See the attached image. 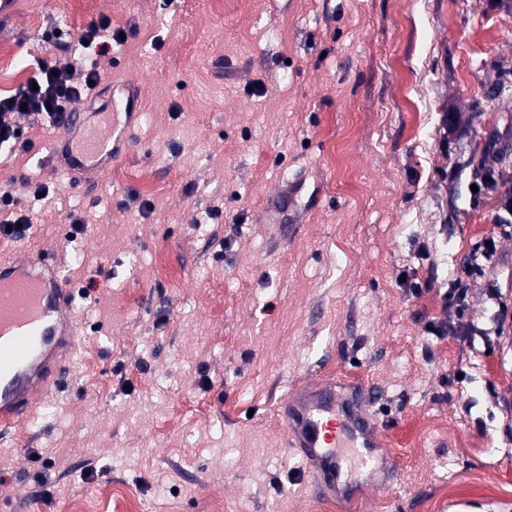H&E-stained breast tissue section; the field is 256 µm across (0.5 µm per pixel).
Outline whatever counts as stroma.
I'll list each match as a JSON object with an SVG mask.
<instances>
[{
	"label": "stroma",
	"mask_w": 512,
	"mask_h": 512,
	"mask_svg": "<svg viewBox=\"0 0 512 512\" xmlns=\"http://www.w3.org/2000/svg\"><path fill=\"white\" fill-rule=\"evenodd\" d=\"M103 18L125 38L78 104L130 83L147 114L111 168L72 184L37 124L0 156V190L49 189L0 261L43 253L89 289L70 377L0 435V512H105L102 486L166 512L162 485L177 512H430L443 487V512H512L511 190L462 166L490 142L512 167V0H87L66 28L14 0L0 43L31 76ZM315 380L372 393L398 465L350 510L284 447L275 409Z\"/></svg>",
	"instance_id": "obj_1"
}]
</instances>
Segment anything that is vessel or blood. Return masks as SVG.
Masks as SVG:
<instances>
[{"instance_id":"b4317fda","label":"vessel or blood","mask_w":512,"mask_h":512,"mask_svg":"<svg viewBox=\"0 0 512 512\" xmlns=\"http://www.w3.org/2000/svg\"><path fill=\"white\" fill-rule=\"evenodd\" d=\"M124 124L103 129L93 115L79 110L68 127L80 131L76 142L60 141L55 149L65 170L77 182H97L141 116L132 98L110 99ZM76 289L65 283L59 267L28 256L0 262V432L27 423L33 404L50 388L64 384L77 346ZM359 394L340 396L330 387L298 384L291 388L276 415L286 432L287 447L296 449L320 492L345 498L353 492L352 466L369 472V485L386 488L394 462L382 449L378 425Z\"/></svg>"}]
</instances>
